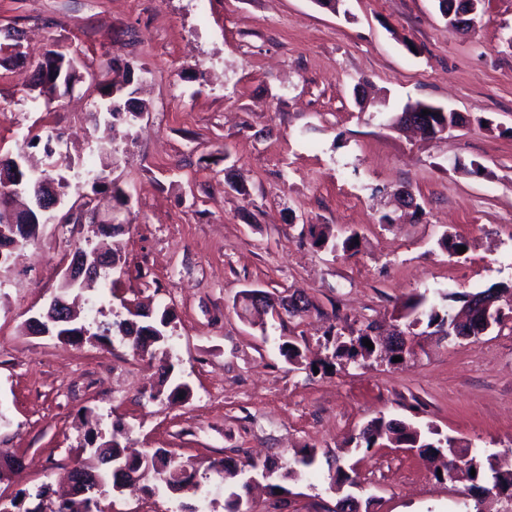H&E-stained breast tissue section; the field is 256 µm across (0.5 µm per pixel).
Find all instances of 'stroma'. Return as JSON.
<instances>
[{"instance_id": "obj_1", "label": "stroma", "mask_w": 512, "mask_h": 512, "mask_svg": "<svg viewBox=\"0 0 512 512\" xmlns=\"http://www.w3.org/2000/svg\"><path fill=\"white\" fill-rule=\"evenodd\" d=\"M21 35L25 62L79 54L84 79L51 109L33 104L15 62H0V156L43 145L53 128L68 185L60 212L89 202L97 223L41 226L0 269V479L11 507L48 487L69 490L73 466L117 440L168 450L192 476L188 490L105 489L102 512H224L244 458L294 465L291 479L260 480L245 512H334L341 492L330 462L354 468L374 512H505L473 482L438 477L398 448L355 449L371 420L432 426L512 467V319L448 341L426 324L401 361L384 349L354 361L333 337L404 330L419 295L458 311L451 292L507 286L512 310V0H483L470 34L449 29L438 0H0V42ZM126 83L147 108L117 125V153L99 141L101 87ZM461 113L435 137L399 129L406 102ZM128 204L113 215L114 189ZM119 217L121 232L100 231ZM324 232L326 244L315 243ZM350 252L338 244L348 235ZM469 248L455 256L445 238ZM116 252L121 267L93 287L62 291L76 248ZM304 292L311 309L244 316V290ZM76 303L80 342L30 334L57 294ZM172 323L163 345L136 355L119 336L96 339L126 309ZM304 357L288 363L282 343ZM183 396L159 390L161 365ZM225 460L223 472L212 464Z\"/></svg>"}]
</instances>
